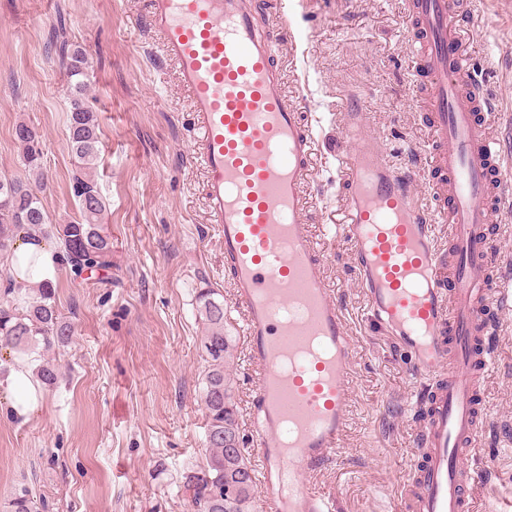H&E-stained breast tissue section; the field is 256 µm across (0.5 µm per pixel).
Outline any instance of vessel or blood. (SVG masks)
I'll list each match as a JSON object with an SVG mask.
<instances>
[{
	"label": "vessel or blood",
	"instance_id": "b4317fda",
	"mask_svg": "<svg viewBox=\"0 0 512 512\" xmlns=\"http://www.w3.org/2000/svg\"><path fill=\"white\" fill-rule=\"evenodd\" d=\"M407 9L416 65L426 72L431 204L416 205L414 169H392L353 116L340 152L347 203L340 231L370 322L415 374L434 381L421 398L409 510L471 512L477 476L466 461L481 445L483 420L477 378L492 372L500 315L512 309L489 232L512 203V155L496 105L465 83L457 0H408ZM259 13L260 0H149L145 24L189 96L207 220L242 314L260 512H335V499L306 479L347 432L355 349L325 282L327 249L308 205L315 117L289 96ZM482 112L490 120H479Z\"/></svg>",
	"mask_w": 512,
	"mask_h": 512
}]
</instances>
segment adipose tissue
Listing matches in <instances>:
<instances>
[{"instance_id":"ef3b65f1","label":"adipose tissue","mask_w":512,"mask_h":512,"mask_svg":"<svg viewBox=\"0 0 512 512\" xmlns=\"http://www.w3.org/2000/svg\"><path fill=\"white\" fill-rule=\"evenodd\" d=\"M59 261L55 250L40 233L23 235L13 246L7 261V279L18 286L55 282Z\"/></svg>"}]
</instances>
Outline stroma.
I'll use <instances>...</instances> for the list:
<instances>
[{"label":"stroma","instance_id":"obj_1","mask_svg":"<svg viewBox=\"0 0 512 512\" xmlns=\"http://www.w3.org/2000/svg\"><path fill=\"white\" fill-rule=\"evenodd\" d=\"M464 39L471 77L512 113V0H468ZM287 22L261 14L286 70L291 96L319 117L318 140L341 137L361 115L366 138L397 169L429 149L406 0H288ZM144 0H0V177L27 180L14 137L24 122L41 137V197L50 224L78 219L68 150L70 79L61 42L89 58L88 104L101 152L94 171L106 209L115 267L90 283L60 269L56 302L74 325L52 356L61 375L40 387L27 417L5 415L12 393L0 351V512L27 491L39 512H194L184 485L205 462L207 368L197 288L224 298L231 401L249 441L252 385L246 343L233 309L230 274L206 221L202 179L191 159L193 114L174 67L144 23ZM341 161L322 153L311 202L327 253L324 272L347 314L355 356L350 422L334 459L316 476L336 512H391L410 481L424 377L366 319L367 299L348 241ZM495 339V367L482 385L489 408L483 445L469 465L479 475L477 512H512V311Z\"/></svg>","mask_w":512,"mask_h":512}]
</instances>
